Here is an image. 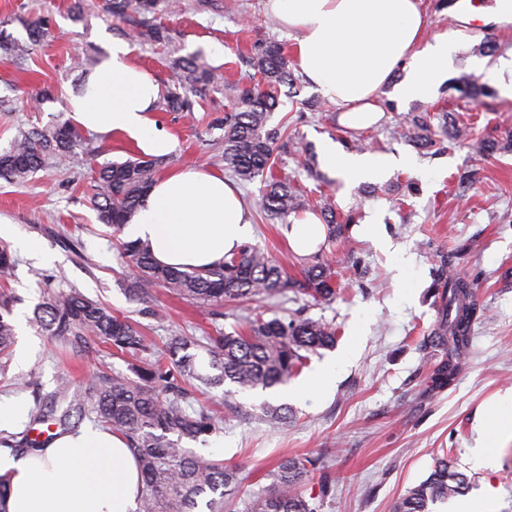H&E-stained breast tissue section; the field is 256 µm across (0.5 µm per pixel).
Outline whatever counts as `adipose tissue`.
Wrapping results in <instances>:
<instances>
[{"instance_id": "obj_1", "label": "adipose tissue", "mask_w": 512, "mask_h": 512, "mask_svg": "<svg viewBox=\"0 0 512 512\" xmlns=\"http://www.w3.org/2000/svg\"><path fill=\"white\" fill-rule=\"evenodd\" d=\"M265 9L294 33L298 70L334 103L339 120L360 128L374 123L375 103L393 73L404 70L400 97L427 99L448 78L458 50L454 34L422 37L427 19L421 0H266ZM162 93L157 77L137 65L128 44L114 41L82 94L65 108L79 127L121 134L144 155L161 157L175 148L151 118ZM327 162L347 184L380 178L386 158L329 150ZM146 245L159 264L206 270L222 264L252 235V220L236 185L202 166L160 176L125 230ZM288 243L300 255L314 253L325 226L308 213L292 218ZM478 426L481 461L512 441V390L488 405ZM11 477L8 512H135L140 475L125 438L83 427L55 438L39 454L16 457L0 451V475Z\"/></svg>"}]
</instances>
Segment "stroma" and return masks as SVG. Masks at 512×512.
<instances>
[{
    "label": "stroma",
    "instance_id": "1",
    "mask_svg": "<svg viewBox=\"0 0 512 512\" xmlns=\"http://www.w3.org/2000/svg\"><path fill=\"white\" fill-rule=\"evenodd\" d=\"M86 20L74 21L70 0H0V26L25 39L28 22H47L44 39L23 59L0 60V151L31 127L56 122L64 110L62 96L79 77L76 57L102 58L113 41L125 38L138 17L109 23L100 7L88 0ZM264 0H180L176 13H159L157 24L170 40L152 45L131 41L134 60L170 85L172 60L201 53L218 65L223 84L196 100L189 112L156 110L159 129L172 135L175 149L162 168L202 165L216 172L223 153L220 125L233 104L234 88L262 86L253 66L255 48L277 40L293 47L292 35L266 14ZM425 37L448 30L459 50L448 82L427 100H405L386 88L378 104L381 120L363 128V151L392 157L380 179L343 187L330 179L324 163L328 148H345V134L334 124L336 108L303 76L293 87H278V106L269 126L286 130L274 152L275 175L291 180L310 201L329 199L344 222V246L334 251L337 294L320 305H305L302 295L288 292L282 303H250L215 315L213 306L178 299L154 288L148 304L133 301L128 290L134 270L122 257L111 229L100 224L88 198L94 188L93 167L136 156L137 148L121 135L87 133V149L65 161L48 160L27 182L0 180V218L18 227L37 244L38 256L12 247L15 266L0 292L15 298L13 317L32 318L44 291L74 288L140 325L152 359L173 336H215L233 331L247 317H285L303 309L305 316L336 327V345L310 355L288 388L303 387L300 399H285L277 389L239 391L221 385L185 382L190 409H208L221 419L219 429L194 450L237 467L243 494L266 489L280 459L309 454L322 457L333 487L320 495L317 477L305 479L303 491L315 512H393L407 492L425 480L437 458H449L469 479L468 495L494 489L491 512H512V443L494 449L496 464L479 467L474 458L476 429L484 406L494 395L512 388V152L477 153L472 140L512 132V100L501 97L483 71L482 36L466 32L448 0H423ZM472 83L482 93L459 97L455 84ZM53 101L37 104L40 89ZM449 114L468 128L471 142H454L436 133L432 148L423 149L399 137L408 116ZM252 240L284 266L289 277L301 276L285 226L253 212ZM458 252L454 269L475 283L480 312L472 325L467 357L456 380L434 385L431 376L444 352L428 338L443 312L436 273L443 256ZM410 257L399 270L397 256ZM33 343L27 366L11 363L8 374L19 384L0 382V401L33 408L36 392L55 388L67 373L76 387L88 388L98 371L128 372L132 360L102 344L82 352L60 353L59 342L30 328L18 333L17 346ZM341 366L329 394L309 390L311 375L326 361ZM288 405L293 417L281 424L265 417L263 405Z\"/></svg>",
    "mask_w": 512,
    "mask_h": 512
}]
</instances>
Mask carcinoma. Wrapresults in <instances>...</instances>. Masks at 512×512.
Instances as JSON below:
<instances>
[{
    "instance_id": "1",
    "label": "carcinoma",
    "mask_w": 512,
    "mask_h": 512,
    "mask_svg": "<svg viewBox=\"0 0 512 512\" xmlns=\"http://www.w3.org/2000/svg\"><path fill=\"white\" fill-rule=\"evenodd\" d=\"M173 6V0H106L105 17L111 21L133 14L145 18ZM25 31L27 39L21 41L1 29L0 50L22 58L41 41L43 23L32 21ZM134 34L145 42L168 39L164 29L145 23ZM199 59L198 53L173 59L176 76L163 96L162 110L189 111L193 98L206 95L220 83L216 71ZM253 64L271 88L291 81L280 43L269 41L258 47ZM235 92L233 111L224 116V168L243 183L264 179L265 188L257 207L271 218L284 221L309 209L306 199L288 180L270 174L281 130L267 127V121L278 105L277 98L251 87L237 88ZM401 136L426 146L431 129L423 117L415 115L406 122ZM511 142L510 133L504 142L480 140L475 148L479 153L492 154ZM85 144L79 128L68 121L21 131L10 148L0 152V179L24 183L43 168L48 158L65 159ZM160 164L159 159L140 156L101 166L90 198L100 223L114 233L121 232L143 203ZM320 213L324 215L327 245L334 247L342 225L336 222L332 206L322 207ZM120 248L137 272L129 289L134 301L147 297L150 288L160 286L192 303L232 306L249 300H279L290 287L282 265L251 243L241 245L224 258L220 268L211 271L162 266L135 241H122ZM300 264L302 280L296 284L297 292L318 304L332 300L336 296L335 271L324 252L302 258ZM437 277L446 312L430 342L448 350V359L434 371L435 384L444 387L456 379L459 356L469 343L470 325L479 308L468 280L448 278L442 272ZM10 300L7 295L0 298V376L7 375L16 342L14 326L5 317ZM32 323L75 352L87 349L94 339L133 359L146 351L144 336L136 323L75 289L42 297L34 308ZM335 343V326L303 315L286 321L277 316L266 319L260 314L246 319L242 332L204 340L174 336L162 351L163 359L134 365L132 378L103 372L94 377L86 391L74 388L68 377L60 378L54 390L35 395L30 421L23 432L0 434V447L10 449L16 456L33 453L41 447V440L31 437L35 425L48 424L57 436L68 433L88 416L122 434L136 456L141 478L136 512H197L202 501L209 512H228L240 491L239 471L221 460H206L182 446L184 440H205L216 429L218 418L203 409L188 412L189 395L178 384V378L188 376L209 386L229 382L243 390L272 389L285 384L308 355ZM197 350L207 356L210 372L198 370ZM322 470L318 456L281 459L273 489L244 500L246 512H313L303 495L302 480L308 473ZM465 484L466 476L443 458L424 481L397 503L395 512H429V503L461 493Z\"/></svg>"
}]
</instances>
